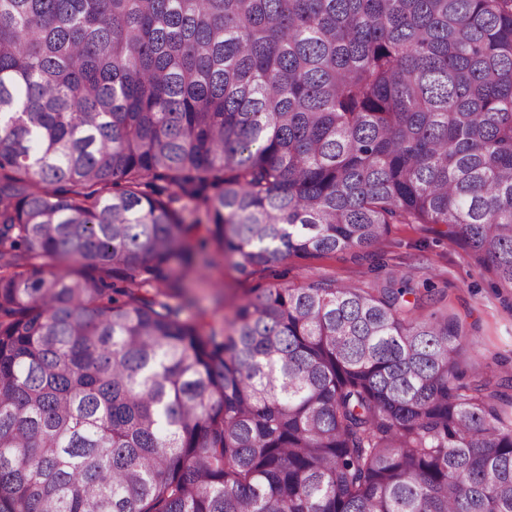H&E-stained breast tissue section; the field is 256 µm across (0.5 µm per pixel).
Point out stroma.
Returning <instances> with one entry per match:
<instances>
[{
  "label": "stroma",
  "mask_w": 512,
  "mask_h": 512,
  "mask_svg": "<svg viewBox=\"0 0 512 512\" xmlns=\"http://www.w3.org/2000/svg\"><path fill=\"white\" fill-rule=\"evenodd\" d=\"M405 277L428 282L442 293L439 304L476 335L482 363L512 368V295L497 292L491 275L459 242L438 236L429 224H396L377 244L347 254L290 256L278 266L241 275L233 258L207 263L197 257L175 267L171 278L184 295L171 297L182 320L205 311L215 326L227 324L238 304L271 287L298 288L318 279L372 289L384 279Z\"/></svg>",
  "instance_id": "obj_1"
}]
</instances>
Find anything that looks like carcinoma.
<instances>
[{
	"mask_svg": "<svg viewBox=\"0 0 512 512\" xmlns=\"http://www.w3.org/2000/svg\"><path fill=\"white\" fill-rule=\"evenodd\" d=\"M394 224L512 292V0H0V512H512V373L431 288L116 287Z\"/></svg>",
	"mask_w": 512,
	"mask_h": 512,
	"instance_id": "carcinoma-1",
	"label": "carcinoma"
}]
</instances>
